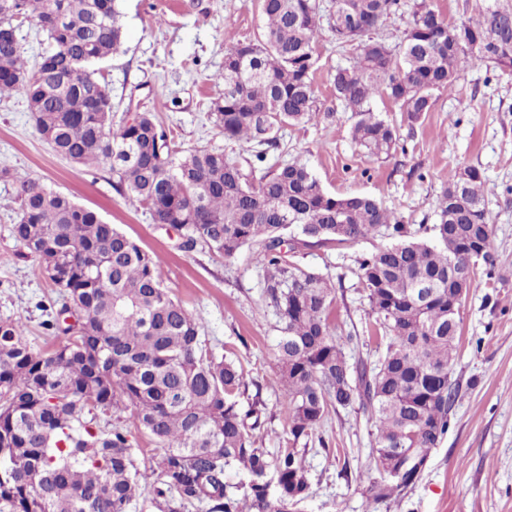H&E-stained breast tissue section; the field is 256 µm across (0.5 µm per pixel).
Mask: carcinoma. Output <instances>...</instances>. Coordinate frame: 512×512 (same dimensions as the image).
<instances>
[{"label": "carcinoma", "mask_w": 512, "mask_h": 512, "mask_svg": "<svg viewBox=\"0 0 512 512\" xmlns=\"http://www.w3.org/2000/svg\"><path fill=\"white\" fill-rule=\"evenodd\" d=\"M478 2L460 24L416 2L393 44L384 29L398 0H333L328 27L338 46L352 48L333 87L368 154L388 158L398 147L397 128L373 111L376 98L393 102L412 128L430 111L432 92L453 88L465 66L512 73V0ZM259 7L263 38L226 47L224 96L210 118L228 140L275 147L281 127L333 113L318 107L313 90L318 0ZM18 17L47 36L33 72ZM122 41L117 0H0V97H24L54 152L109 171L120 194L182 233L185 249L201 244L232 258L258 247L281 323L288 447H263L259 395L241 411L249 399L243 370L206 347L201 321L163 287L159 257L40 179L17 176L12 232L59 290L61 307L43 326L65 343L35 352L22 319H0V512H130L142 497L155 512H302L307 448L297 444L329 408L355 400L377 428L375 469L402 473L399 482H371L369 493L399 498L420 478L413 460L430 456L448 433L456 397L448 375L467 296L454 269L475 244L493 263L485 179L473 166L448 171L428 242L372 197L327 194L300 162L253 165L248 179L221 150H181L148 112L114 131L108 84L94 65ZM294 229L303 244L392 239L359 261L371 313L389 339L375 366L348 363L331 281L285 260ZM121 406L160 445L147 472L136 463L131 430L118 418L100 424ZM233 469L248 482H229Z\"/></svg>", "instance_id": "1"}]
</instances>
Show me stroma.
Here are the masks:
<instances>
[{"mask_svg":"<svg viewBox=\"0 0 512 512\" xmlns=\"http://www.w3.org/2000/svg\"><path fill=\"white\" fill-rule=\"evenodd\" d=\"M119 11L124 42L98 65L110 89L113 125L128 113L149 112L179 147L219 148L240 164L254 162L256 144L226 140L208 109L224 92L218 75L225 32L241 41L263 34L257 0H119ZM348 58L329 29H322L314 90L332 117L281 129L268 164L305 163L327 193L374 197L425 239L437 221L436 202L449 170L474 166L488 188L493 262L474 269L461 309L451 376L459 391L448 433L417 483L395 501L369 498L367 488L379 477L371 457L376 428L358 407L332 409L308 441L310 488L303 512H512V75L465 68L452 90L434 91L431 111L412 130L402 124L397 106L375 99L374 112L396 124L400 135L399 151L378 159L353 141L354 119L331 86L332 74ZM3 169L41 179L157 254L163 286L200 318L209 346L241 365L247 380L258 385L266 407L264 447H287L275 360L279 318L254 250L227 259L201 245L183 249L180 233L154 223L147 209L118 194L109 172L55 154L18 96L0 99ZM14 197V184L0 179V318L25 319L31 346L42 351L63 341L43 326L58 293L45 280L38 257L12 235ZM381 243L377 237L302 245L290 256L301 269L334 283L338 333L346 337L353 361L377 362L388 344L374 334L358 277L359 259Z\"/></svg>","mask_w":512,"mask_h":512,"instance_id":"stroma-1","label":"stroma"}]
</instances>
